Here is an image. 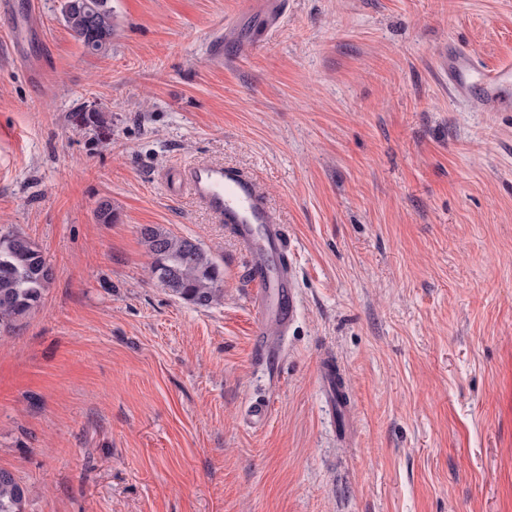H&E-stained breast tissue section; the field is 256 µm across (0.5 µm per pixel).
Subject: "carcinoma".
<instances>
[{
	"label": "carcinoma",
	"mask_w": 512,
	"mask_h": 512,
	"mask_svg": "<svg viewBox=\"0 0 512 512\" xmlns=\"http://www.w3.org/2000/svg\"><path fill=\"white\" fill-rule=\"evenodd\" d=\"M61 14L87 52L97 54L110 45L115 30L110 0H62ZM140 235L151 256V277L160 286L197 308L221 301L224 273L209 252L157 226H142ZM52 277L34 240L18 230L0 233V333L15 331L39 306ZM26 498L27 489L0 470V512H25Z\"/></svg>",
	"instance_id": "carcinoma-1"
}]
</instances>
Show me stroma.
<instances>
[{
	"instance_id": "35a3bbf8",
	"label": "stroma",
	"mask_w": 512,
	"mask_h": 512,
	"mask_svg": "<svg viewBox=\"0 0 512 512\" xmlns=\"http://www.w3.org/2000/svg\"><path fill=\"white\" fill-rule=\"evenodd\" d=\"M17 3L0 231L54 271L0 336L25 512H512V111L451 102L434 70L451 43L512 61V0H285L254 46L240 0H111L97 55L60 0ZM179 162L247 171L285 228L298 313L275 362L238 244L166 182ZM144 225L213 256L220 305L150 279ZM322 382L326 394L332 405L336 406V384L339 389L341 399L347 403V395L344 390V384L341 379L336 382V366L331 362H324L321 371Z\"/></svg>"
}]
</instances>
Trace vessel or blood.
Instances as JSON below:
<instances>
[{
	"label": "vessel or blood",
	"instance_id": "obj_1",
	"mask_svg": "<svg viewBox=\"0 0 512 512\" xmlns=\"http://www.w3.org/2000/svg\"><path fill=\"white\" fill-rule=\"evenodd\" d=\"M438 69L454 102L476 112L512 110L511 61L488 68L474 52L454 44L440 54ZM171 182L188 189L242 245L259 321L288 328L298 309L294 272L282 263L288 241L258 183L237 167L214 163L173 167Z\"/></svg>",
	"mask_w": 512,
	"mask_h": 512
}]
</instances>
